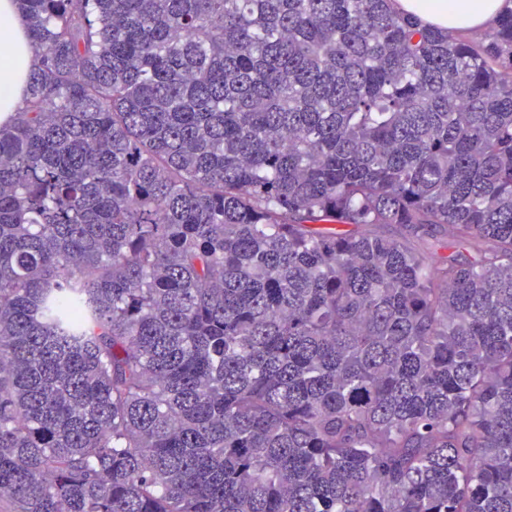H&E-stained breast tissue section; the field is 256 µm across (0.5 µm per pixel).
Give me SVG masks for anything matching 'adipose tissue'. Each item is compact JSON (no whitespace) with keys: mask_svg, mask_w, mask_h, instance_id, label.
Segmentation results:
<instances>
[{"mask_svg":"<svg viewBox=\"0 0 512 512\" xmlns=\"http://www.w3.org/2000/svg\"><path fill=\"white\" fill-rule=\"evenodd\" d=\"M512 0H393L395 10L440 30L479 31L495 23ZM0 33L9 49L0 54V115L15 112L34 53L15 0H0Z\"/></svg>","mask_w":512,"mask_h":512,"instance_id":"ef3b65f1","label":"adipose tissue"}]
</instances>
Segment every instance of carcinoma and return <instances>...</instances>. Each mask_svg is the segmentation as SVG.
<instances>
[{"mask_svg": "<svg viewBox=\"0 0 512 512\" xmlns=\"http://www.w3.org/2000/svg\"><path fill=\"white\" fill-rule=\"evenodd\" d=\"M390 2L19 0L14 512H512V9ZM399 12L418 17L423 24L440 30H483L495 23L512 3L507 0H393Z\"/></svg>", "mask_w": 512, "mask_h": 512, "instance_id": "obj_1", "label": "carcinoma"}]
</instances>
